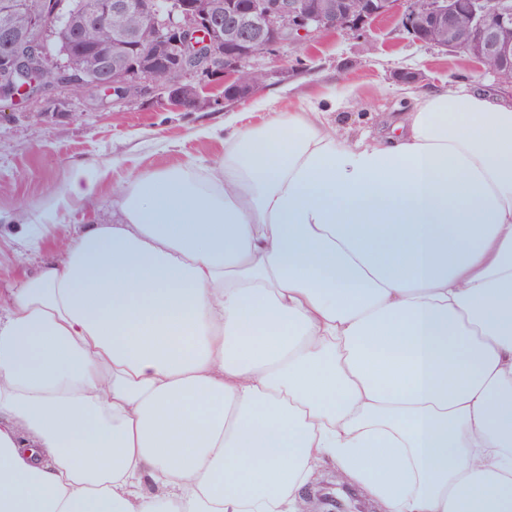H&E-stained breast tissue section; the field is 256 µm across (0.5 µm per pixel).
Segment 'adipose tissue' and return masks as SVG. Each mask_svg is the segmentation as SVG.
Listing matches in <instances>:
<instances>
[{
    "label": "adipose tissue",
    "instance_id": "adipose-tissue-1",
    "mask_svg": "<svg viewBox=\"0 0 512 512\" xmlns=\"http://www.w3.org/2000/svg\"><path fill=\"white\" fill-rule=\"evenodd\" d=\"M318 112L119 194L0 293V512H512V98Z\"/></svg>",
    "mask_w": 512,
    "mask_h": 512
}]
</instances>
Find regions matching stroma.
<instances>
[{
  "mask_svg": "<svg viewBox=\"0 0 512 512\" xmlns=\"http://www.w3.org/2000/svg\"><path fill=\"white\" fill-rule=\"evenodd\" d=\"M251 66L267 75L259 92L227 102L223 85L206 81L193 112L150 96L119 108L74 85L41 100L0 104V290L19 275L35 273L43 259L17 237L19 226L116 222V193L126 184L168 167L223 161L224 141L210 131L229 116L256 124L272 111H299L306 97L345 88L349 94L331 121L358 137L376 134L394 113L408 110L407 86L397 81L398 72L422 73V90L450 82L494 86L466 56L420 46L391 18L375 21L367 34H326L300 52L283 49ZM80 162L90 163L98 191L60 204L68 173Z\"/></svg>",
  "mask_w": 512,
  "mask_h": 512,
  "instance_id": "1",
  "label": "stroma"
}]
</instances>
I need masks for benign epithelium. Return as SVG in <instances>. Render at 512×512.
Listing matches in <instances>:
<instances>
[{"instance_id":"1","label":"benign epithelium","mask_w":512,"mask_h":512,"mask_svg":"<svg viewBox=\"0 0 512 512\" xmlns=\"http://www.w3.org/2000/svg\"><path fill=\"white\" fill-rule=\"evenodd\" d=\"M96 0L69 29L92 67L63 69L48 53L50 26L26 14L24 0H7L0 14V102L46 88L29 82L28 70H56L73 83L125 103L158 90L185 111L201 104L199 82L233 74L224 99L256 94L262 83L246 69L250 60L280 48L300 47L325 32L360 34L375 20L395 16L423 46L463 53L492 74L496 87L512 92V0ZM136 13L137 27L113 24ZM108 27L112 39L93 42L91 29Z\"/></svg>"}]
</instances>
